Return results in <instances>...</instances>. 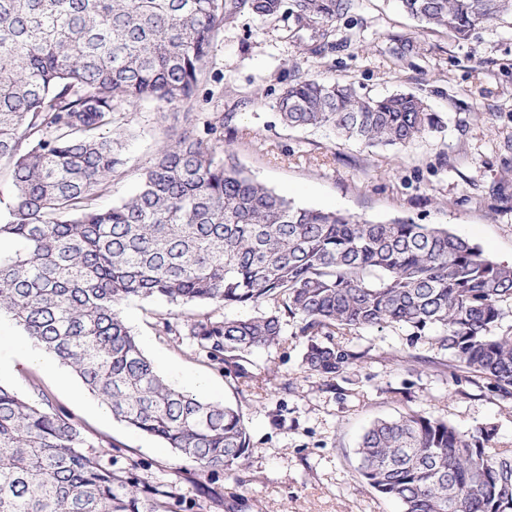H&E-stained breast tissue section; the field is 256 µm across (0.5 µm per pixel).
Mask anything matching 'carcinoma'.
Listing matches in <instances>:
<instances>
[{"mask_svg": "<svg viewBox=\"0 0 512 512\" xmlns=\"http://www.w3.org/2000/svg\"><path fill=\"white\" fill-rule=\"evenodd\" d=\"M426 28L459 39L512 0H400ZM353 0H0V162L11 201L0 214V314L70 367L116 419L161 440L200 470L234 474L250 446L238 409L170 386L122 315L129 300L175 307L266 303L248 319H163L197 348L258 377L251 351L294 321L306 369L325 382L364 357L334 341L360 326L400 324L512 395V336H494L512 300V266L433 224L373 223L296 206L231 161L234 113L198 135L195 113L162 145L136 191L98 199L125 166L124 103H189L215 34L249 12L313 33L317 54ZM289 128L332 126L368 146H403L437 122L421 98L362 96L296 76L278 100ZM0 385V512H171L165 485L114 470L66 412ZM492 433L422 414L381 419L357 449L360 473L402 512H512V451Z\"/></svg>", "mask_w": 512, "mask_h": 512, "instance_id": "1", "label": "carcinoma"}]
</instances>
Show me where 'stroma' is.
Returning a JSON list of instances; mask_svg holds the SVG:
<instances>
[{
  "mask_svg": "<svg viewBox=\"0 0 512 512\" xmlns=\"http://www.w3.org/2000/svg\"><path fill=\"white\" fill-rule=\"evenodd\" d=\"M308 40L292 36L283 20L247 12L216 34L193 109L203 121L233 113L239 135L230 150L239 165L299 206L376 223L440 225L491 260L512 263V15L463 41L422 28L399 0H355L334 25L332 47L313 55ZM297 73L330 77L370 97L416 94L438 123L398 148H368L329 127L286 128L277 98ZM122 110L125 171L101 198L104 207L132 193L156 150L182 131L178 107L144 101ZM171 310L136 299L122 314L169 384L238 407L250 448L234 475L199 470L114 419L78 376L61 386L66 365L35 361V344L6 315L0 385L28 398L38 380L50 405L72 415L116 466H134L142 482L173 485L177 512H402L359 473V439L380 418L417 412L463 431L491 427L490 451L512 450V396L472 377L409 327L351 330L342 342L362 358L329 387L305 369L307 339L288 322L279 346L250 355L258 381L245 389L199 354L191 336L162 332L159 321ZM271 374L277 384L267 383Z\"/></svg>",
  "mask_w": 512,
  "mask_h": 512,
  "instance_id": "1",
  "label": "stroma"
}]
</instances>
